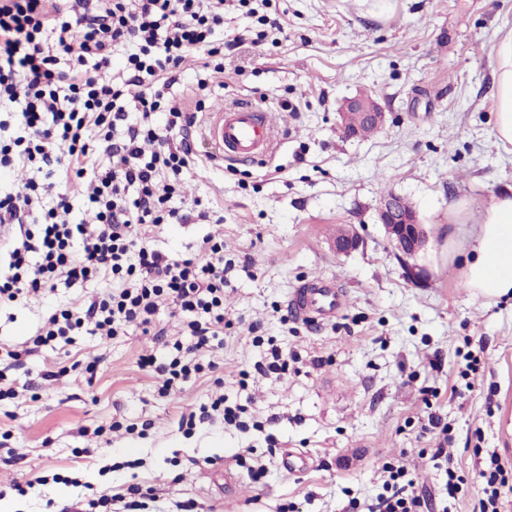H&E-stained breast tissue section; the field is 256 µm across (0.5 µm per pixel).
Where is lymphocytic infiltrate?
<instances>
[{
    "instance_id": "obj_1",
    "label": "lymphocytic infiltrate",
    "mask_w": 512,
    "mask_h": 512,
    "mask_svg": "<svg viewBox=\"0 0 512 512\" xmlns=\"http://www.w3.org/2000/svg\"><path fill=\"white\" fill-rule=\"evenodd\" d=\"M224 0H0V102L20 103L21 130L0 142V170L16 158L47 176L63 169L92 174L90 222L65 216L69 197L42 203L36 179L0 196V223L17 226L0 265V301L14 302L73 284L111 276L118 288L86 310L61 309L37 329L34 347L88 330L105 339L135 325L154 329L170 306L191 337L171 344L166 361L142 356L159 391L170 394L203 373L201 357L224 334V240L202 237L188 256L161 251L155 233L191 215L169 205L184 176L201 158L191 134L198 114L170 94L172 73L192 51L204 69L224 70ZM125 50L122 72L114 51ZM383 491L368 512H422L426 501L403 464L385 468ZM483 496L474 512H501L512 481L498 454L479 472Z\"/></svg>"
}]
</instances>
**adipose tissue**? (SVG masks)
I'll return each instance as SVG.
<instances>
[{"mask_svg":"<svg viewBox=\"0 0 512 512\" xmlns=\"http://www.w3.org/2000/svg\"><path fill=\"white\" fill-rule=\"evenodd\" d=\"M494 80L496 136L502 144L512 145V35L505 37L496 49ZM462 283L477 297L512 294L511 191H502L475 220Z\"/></svg>","mask_w":512,"mask_h":512,"instance_id":"1","label":"adipose tissue"}]
</instances>
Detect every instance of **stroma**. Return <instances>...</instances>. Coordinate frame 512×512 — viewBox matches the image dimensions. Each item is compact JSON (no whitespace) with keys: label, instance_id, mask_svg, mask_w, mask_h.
<instances>
[{"label":"stroma","instance_id":"obj_1","mask_svg":"<svg viewBox=\"0 0 512 512\" xmlns=\"http://www.w3.org/2000/svg\"><path fill=\"white\" fill-rule=\"evenodd\" d=\"M266 20L224 0L225 34L255 44L224 54L205 76L197 57L179 66L176 98L207 109L262 102L280 131L272 155L206 165L171 204L201 207L208 220L165 224L158 246L194 252L209 232L224 236L233 265L224 285V336L208 352L214 371L168 396L139 366L169 350L142 327L102 340L80 332L67 345L32 348L42 321L81 310L111 282L99 279L0 305V506L61 512L111 499L129 512L128 488L151 489L144 512H368L382 467L400 461L417 476L430 512H473L482 496L478 450L512 468V296L477 299L454 257L473 220L512 187V147L494 128V48L512 34V0H271ZM371 94L387 124L345 137L337 108ZM405 197L430 232L412 282L377 222L380 198ZM363 244L329 247L339 225ZM336 279L347 305L336 319L290 317L305 280ZM292 356L286 374L265 375L271 346ZM23 351L21 363L9 353ZM223 395L244 408L243 427L178 426L182 414ZM447 423L451 462H435L429 412ZM315 466L290 474L285 449ZM263 464L253 479L247 468ZM236 476L224 488V465ZM467 483L446 490L447 465ZM357 508H350V501Z\"/></svg>","mask_w":512,"mask_h":512}]
</instances>
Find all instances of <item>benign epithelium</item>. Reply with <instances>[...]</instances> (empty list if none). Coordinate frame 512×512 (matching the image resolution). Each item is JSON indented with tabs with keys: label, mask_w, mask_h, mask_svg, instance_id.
Here are the masks:
<instances>
[{
	"label": "benign epithelium",
	"mask_w": 512,
	"mask_h": 512,
	"mask_svg": "<svg viewBox=\"0 0 512 512\" xmlns=\"http://www.w3.org/2000/svg\"><path fill=\"white\" fill-rule=\"evenodd\" d=\"M338 115L339 129L353 138L359 137L362 125L376 132L386 125V113L381 104L363 95L345 99ZM377 218L393 253L406 262L408 278L415 282L423 278L424 269L409 263V260L425 250L429 241L428 231L419 222L416 212L405 209L402 206V197L391 193L380 199ZM360 244V236L352 231L349 235L333 241L332 249L344 255L357 250Z\"/></svg>",
	"instance_id": "7a95c632"
}]
</instances>
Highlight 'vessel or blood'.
I'll return each instance as SVG.
<instances>
[{
	"instance_id": "b4317fda",
	"label": "vessel or blood",
	"mask_w": 512,
	"mask_h": 512,
	"mask_svg": "<svg viewBox=\"0 0 512 512\" xmlns=\"http://www.w3.org/2000/svg\"><path fill=\"white\" fill-rule=\"evenodd\" d=\"M271 115L250 104L213 109L200 132L217 159L254 161L269 155L276 139ZM345 306V296L335 279L316 277L293 292L289 301L292 315L320 323L336 317Z\"/></svg>"
}]
</instances>
